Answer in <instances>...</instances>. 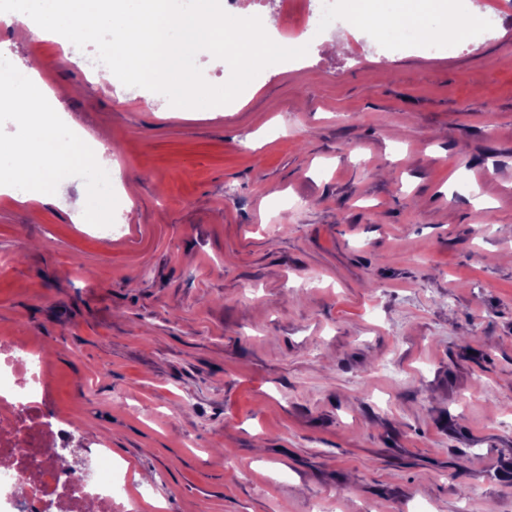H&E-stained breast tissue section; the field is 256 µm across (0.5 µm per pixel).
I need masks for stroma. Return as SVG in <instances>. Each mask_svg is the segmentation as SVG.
<instances>
[{
	"mask_svg": "<svg viewBox=\"0 0 512 512\" xmlns=\"http://www.w3.org/2000/svg\"><path fill=\"white\" fill-rule=\"evenodd\" d=\"M469 3L480 40L333 21L211 112L32 46L119 201L0 195V337L112 512H512V0Z\"/></svg>",
	"mask_w": 512,
	"mask_h": 512,
	"instance_id": "35a3bbf8",
	"label": "stroma"
}]
</instances>
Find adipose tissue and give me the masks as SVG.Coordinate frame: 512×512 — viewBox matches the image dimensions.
Instances as JSON below:
<instances>
[{
  "label": "adipose tissue",
  "instance_id": "ef3b65f1",
  "mask_svg": "<svg viewBox=\"0 0 512 512\" xmlns=\"http://www.w3.org/2000/svg\"><path fill=\"white\" fill-rule=\"evenodd\" d=\"M348 21L398 40H426L450 32L460 41L473 36L471 25L458 23L438 0H379L373 8L365 0H349Z\"/></svg>",
  "mask_w": 512,
  "mask_h": 512
}]
</instances>
